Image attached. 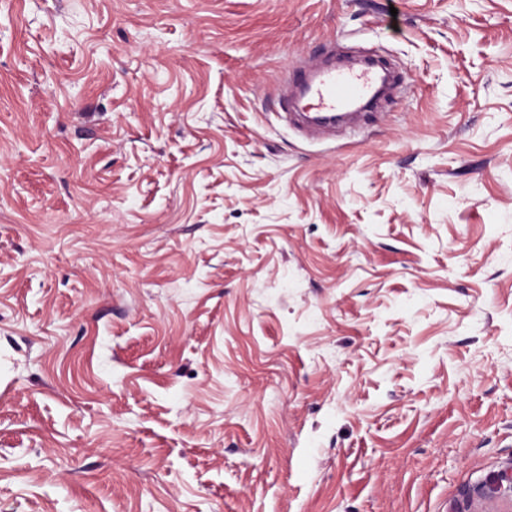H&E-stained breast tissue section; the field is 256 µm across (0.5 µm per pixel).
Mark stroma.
Returning a JSON list of instances; mask_svg holds the SVG:
<instances>
[{
    "label": "stroma",
    "instance_id": "1",
    "mask_svg": "<svg viewBox=\"0 0 512 512\" xmlns=\"http://www.w3.org/2000/svg\"><path fill=\"white\" fill-rule=\"evenodd\" d=\"M0 512H512V0H0ZM285 84L296 89L294 104L298 97L307 100L306 106L314 109L317 119L304 115L308 124L318 128L336 126V115L348 111L357 104L374 100L379 89V72L368 64L358 71L320 67L312 71L300 70L292 79L285 77Z\"/></svg>",
    "mask_w": 512,
    "mask_h": 512
}]
</instances>
